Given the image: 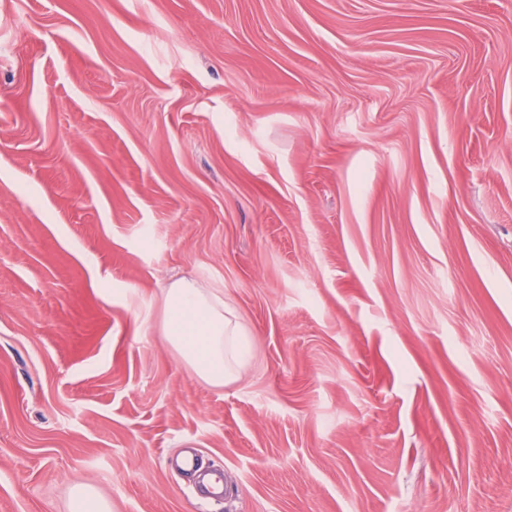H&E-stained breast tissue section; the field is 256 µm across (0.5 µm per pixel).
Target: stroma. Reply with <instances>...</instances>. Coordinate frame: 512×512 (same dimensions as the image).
I'll list each match as a JSON object with an SVG mask.
<instances>
[{"label": "stroma", "mask_w": 512, "mask_h": 512, "mask_svg": "<svg viewBox=\"0 0 512 512\" xmlns=\"http://www.w3.org/2000/svg\"><path fill=\"white\" fill-rule=\"evenodd\" d=\"M183 276L249 332L223 388ZM78 485L512 512V0H0V512ZM161 295V336L194 376L213 388L240 378L250 366L252 345L224 294L182 278L165 285Z\"/></svg>", "instance_id": "obj_1"}]
</instances>
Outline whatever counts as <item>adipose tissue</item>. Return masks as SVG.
Instances as JSON below:
<instances>
[{"label": "adipose tissue", "instance_id": "obj_1", "mask_svg": "<svg viewBox=\"0 0 512 512\" xmlns=\"http://www.w3.org/2000/svg\"><path fill=\"white\" fill-rule=\"evenodd\" d=\"M161 295V334L194 376L214 388L240 378L251 363L252 345L223 293L182 278L165 285Z\"/></svg>", "mask_w": 512, "mask_h": 512}]
</instances>
